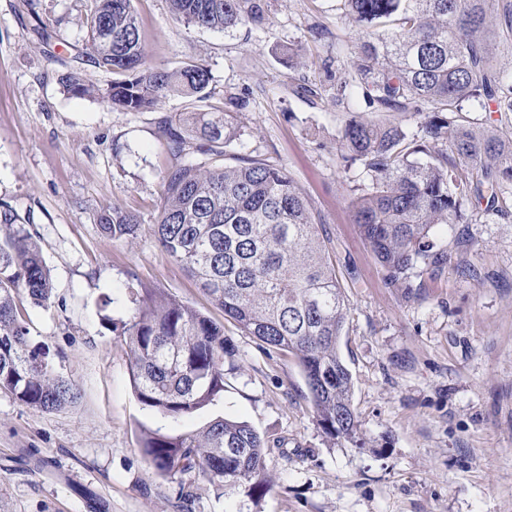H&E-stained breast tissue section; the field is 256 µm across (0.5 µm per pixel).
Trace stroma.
<instances>
[{"label":"stroma","mask_w":512,"mask_h":512,"mask_svg":"<svg viewBox=\"0 0 512 512\" xmlns=\"http://www.w3.org/2000/svg\"><path fill=\"white\" fill-rule=\"evenodd\" d=\"M92 0H0V210L35 233L53 284L48 306L23 303L37 342L80 389L71 407L41 412L0 392V512H512V218L478 215L455 265L423 275L405 299L362 240L350 202L367 190L362 163L336 151L346 122L367 115L361 94L337 104L333 73L358 50L341 0H266L267 21L230 32L185 26L169 0H133L149 63H204L210 96L165 95L143 112L113 107L112 73L82 52ZM49 39H41L40 29ZM80 72L95 96L61 79ZM242 102L230 155L286 167L307 198L350 307L341 354L365 442L327 438L292 355L225 319L153 238L115 241L99 214L117 206L155 223L172 163L162 119ZM177 296L216 323L234 348L214 404L173 420L144 408L127 348L102 315L127 319L139 285ZM109 306H102V296ZM248 422L264 438L274 485L249 499L143 457L146 431L184 433L212 419Z\"/></svg>","instance_id":"1"}]
</instances>
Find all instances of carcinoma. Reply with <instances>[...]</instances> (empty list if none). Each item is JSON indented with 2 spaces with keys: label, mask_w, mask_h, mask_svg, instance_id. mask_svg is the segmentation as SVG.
Listing matches in <instances>:
<instances>
[{
  "label": "carcinoma",
  "mask_w": 512,
  "mask_h": 512,
  "mask_svg": "<svg viewBox=\"0 0 512 512\" xmlns=\"http://www.w3.org/2000/svg\"><path fill=\"white\" fill-rule=\"evenodd\" d=\"M172 14L204 29L233 30L265 20L263 0H169ZM357 26L359 47L336 78V103L356 90L375 112L424 116L422 136L371 117L349 120L337 150L360 161L369 190L352 201L354 223L389 284L415 299L413 278L434 274L468 249L463 202L512 217V138L490 122L512 112V75L497 71L483 33L498 20L512 33V0H342ZM89 62L119 76L111 104L129 112L151 109L167 93L203 101L210 72L199 62L146 66L132 0H93ZM68 93L93 89L77 75ZM158 132L173 157L164 177L156 223L109 208L98 218L113 239L144 232L199 283L247 334L291 354L300 367L322 432L363 446L352 405V374L340 354L348 303L321 241L309 203L282 166L240 156L227 161L236 137L224 112L164 119ZM448 242H434L437 231ZM456 263V262H454ZM463 277L475 265L456 263ZM45 306L49 270L37 241L19 217L0 213V392L38 411L73 405L79 388L60 374L55 354L36 343L19 312V297ZM130 316L103 327L128 350L138 401L166 417L200 410L224 394V363L233 350L224 327L176 297L153 289L132 292ZM141 452L163 474H204L254 499L269 491L262 437L245 421L217 417L197 431L157 429Z\"/></svg>",
  "instance_id": "carcinoma-1"
}]
</instances>
